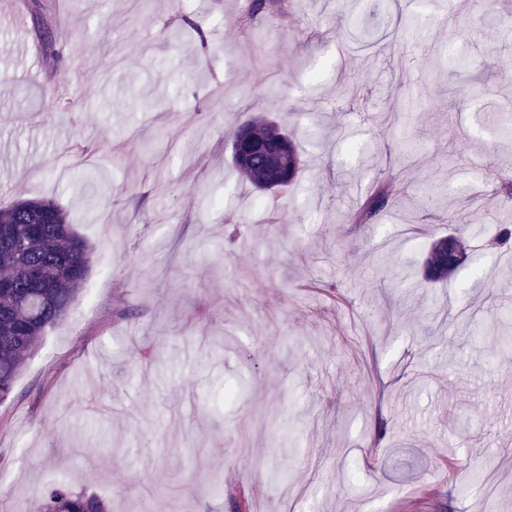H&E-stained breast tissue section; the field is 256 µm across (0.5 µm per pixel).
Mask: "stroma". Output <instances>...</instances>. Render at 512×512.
I'll use <instances>...</instances> for the list:
<instances>
[{"instance_id": "1", "label": "stroma", "mask_w": 512, "mask_h": 512, "mask_svg": "<svg viewBox=\"0 0 512 512\" xmlns=\"http://www.w3.org/2000/svg\"><path fill=\"white\" fill-rule=\"evenodd\" d=\"M40 2L58 63L0 19V205L67 210L93 246L92 312L50 328L0 401V512H38L61 477L112 512H512V354L488 332L512 318V252L485 247L512 168L485 112L512 111L494 67L512 7L456 0L447 26L445 0H421L411 43L410 0L374 18L371 0H280L247 29L243 0ZM244 115L293 135L296 187L259 193L231 164ZM381 183L388 211L355 223ZM447 226L471 248L426 282ZM477 456L495 468L462 486Z\"/></svg>"}]
</instances>
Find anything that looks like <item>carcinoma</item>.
I'll list each match as a JSON object with an SVG mask.
<instances>
[{"label": "carcinoma", "mask_w": 512, "mask_h": 512, "mask_svg": "<svg viewBox=\"0 0 512 512\" xmlns=\"http://www.w3.org/2000/svg\"><path fill=\"white\" fill-rule=\"evenodd\" d=\"M246 128L263 148L252 163L234 162L240 175L256 190L277 193L294 184L301 159L297 145L276 123L263 116L237 125ZM54 223H43L44 210ZM435 239L424 261L429 282L452 276L459 265L444 257ZM497 249L512 250V225H498ZM92 247L69 224L66 211L51 199L20 200L0 207V398L8 396L26 359L46 331L62 320L83 289ZM40 512H108L103 500L76 492L64 480L48 488Z\"/></svg>", "instance_id": "obj_1"}]
</instances>
